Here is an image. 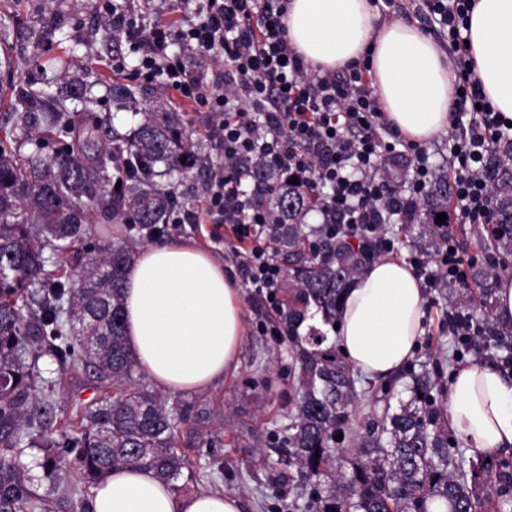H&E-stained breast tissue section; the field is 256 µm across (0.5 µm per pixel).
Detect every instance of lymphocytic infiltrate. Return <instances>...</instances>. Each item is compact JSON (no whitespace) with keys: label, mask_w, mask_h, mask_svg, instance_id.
<instances>
[{"label":"lymphocytic infiltrate","mask_w":512,"mask_h":512,"mask_svg":"<svg viewBox=\"0 0 512 512\" xmlns=\"http://www.w3.org/2000/svg\"><path fill=\"white\" fill-rule=\"evenodd\" d=\"M423 3L446 28L458 69L449 140L459 221L483 224L493 208L487 159L494 151L512 155V120L490 106L473 77L464 36L473 0ZM287 4L197 0L193 18L176 25L122 9L115 0L102 5L113 34L139 56L129 80L153 84L205 112L224 165L213 173L203 210L229 225L236 245L225 261L275 309L284 272L273 258L268 228L278 218L260 195L242 188L255 169L304 181L331 239H373L385 253L394 251L395 239L384 224L395 216L413 223L414 207L435 178L420 146L380 138L384 114L366 77L368 64L320 73L296 54L283 23ZM171 42L186 56H166ZM408 262L430 285L465 283L472 264L446 226L433 252L412 254Z\"/></svg>","instance_id":"lymphocytic-infiltrate-1"}]
</instances>
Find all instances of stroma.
I'll use <instances>...</instances> for the list:
<instances>
[{"label":"stroma","instance_id":"stroma-1","mask_svg":"<svg viewBox=\"0 0 512 512\" xmlns=\"http://www.w3.org/2000/svg\"><path fill=\"white\" fill-rule=\"evenodd\" d=\"M0 13L15 27L10 52L16 58L22 79L52 92H66L80 84L93 86L98 102L94 114L112 118L119 133L126 134L141 121L140 116L119 110L112 95L123 84L122 74L112 71L113 57H124L128 66L137 63L128 43L113 36L101 19L94 0H0ZM41 31L34 39L32 31ZM138 98L155 112H182L191 123L190 150L219 160L221 151L205 127L203 113L176 96L162 94L143 85ZM122 239L137 247L168 240H187L223 259L234 239H210L196 225H158L155 230L118 227ZM433 289H425L423 326L425 333L414 352L415 359L439 358L451 353L449 337L440 332L442 313L432 305ZM241 310L246 327L245 343L236 371L211 387L167 394L168 403L187 412V422L178 445L189 455L202 479L181 475L176 482L181 494L215 491L242 500L243 512H295L308 498L309 488L295 473L276 465L273 441L283 440L288 409L294 397L292 354L286 341L273 333L275 311L249 285L241 287ZM39 386L53 412V429L67 419L111 395L112 388L100 381L93 367L64 370L53 357H35ZM41 455L27 449L16 457L17 464L31 476L34 494L53 502L54 512H81L91 489L70 470L61 478L71 485L69 494L58 493L45 478Z\"/></svg>","mask_w":512,"mask_h":512}]
</instances>
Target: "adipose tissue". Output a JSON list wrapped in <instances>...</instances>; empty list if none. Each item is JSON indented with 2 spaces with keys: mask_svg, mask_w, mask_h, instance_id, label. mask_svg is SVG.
Here are the masks:
<instances>
[{
  "mask_svg": "<svg viewBox=\"0 0 512 512\" xmlns=\"http://www.w3.org/2000/svg\"><path fill=\"white\" fill-rule=\"evenodd\" d=\"M288 40L318 70L367 59L388 124L421 143L444 132L458 82L450 55L417 26L384 23L373 0H288ZM480 90L512 118V0H475L467 19ZM125 339L167 392L203 390L234 371L246 336L236 280L182 241L137 252L125 276ZM424 291L406 263L383 258L357 276L338 312L337 343L372 378L399 374L424 333ZM448 425L480 456L512 453V377L487 363L459 367L448 387ZM90 512H243L218 492L184 495L138 466L112 470L91 491Z\"/></svg>",
  "mask_w": 512,
  "mask_h": 512,
  "instance_id": "adipose-tissue-1",
  "label": "adipose tissue"
}]
</instances>
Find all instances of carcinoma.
Listing matches in <instances>:
<instances>
[{
  "label": "carcinoma",
  "mask_w": 512,
  "mask_h": 512,
  "mask_svg": "<svg viewBox=\"0 0 512 512\" xmlns=\"http://www.w3.org/2000/svg\"><path fill=\"white\" fill-rule=\"evenodd\" d=\"M4 70L18 121L59 139V146L27 155L14 132L0 137V447L38 445L48 477L73 463L95 485L114 467L133 465L171 483L192 465L177 446L182 417L140 382L125 341L123 288L134 252L124 241H109L91 251L75 274L67 255L86 236L100 234L93 227L95 209L106 224L127 212L144 226L166 223L174 192L154 178L172 183L182 175L184 122L177 112H156L127 138L113 136L103 120L75 130L65 98L18 89V72L9 64ZM487 178L494 223L481 246L493 249L505 267L512 258V168L493 153ZM257 181L281 218L270 225V235L288 279L280 318L296 348L288 452L276 464L312 486L309 512H429L436 499L445 500L450 512H512V455L490 461L463 456L448 429V377L441 362L409 364L402 377L409 379L410 396L393 410L397 380L359 392V373L327 332L310 324L300 333L311 309L322 324L336 325L339 297L373 258L372 249L325 241L319 228L304 231L312 200L302 187L263 174ZM448 201V176L439 174L418 207V222L430 234L439 226L437 215L448 212ZM470 275L471 287L438 289L446 322L461 332L453 337L454 353L461 360L483 348L484 361L512 373V325L494 317L490 270L473 266ZM43 343L65 368L91 365L112 382V397L56 434L44 428L38 376L27 361ZM363 401L385 407L361 433L354 424ZM0 512H52L2 452Z\"/></svg>",
  "instance_id": "1"
}]
</instances>
